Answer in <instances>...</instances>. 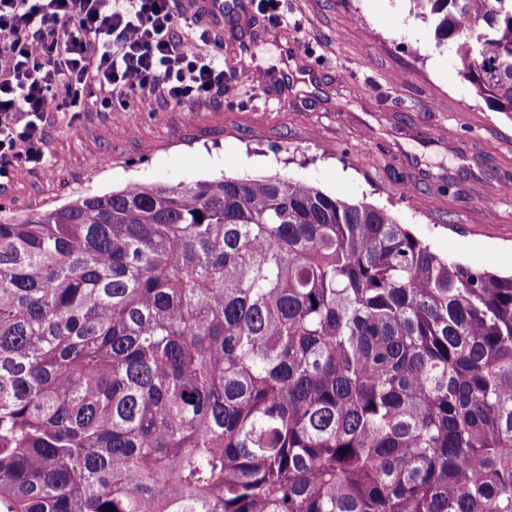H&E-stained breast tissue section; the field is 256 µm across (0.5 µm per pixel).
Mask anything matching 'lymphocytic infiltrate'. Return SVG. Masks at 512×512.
<instances>
[{
  "label": "lymphocytic infiltrate",
  "instance_id": "obj_1",
  "mask_svg": "<svg viewBox=\"0 0 512 512\" xmlns=\"http://www.w3.org/2000/svg\"><path fill=\"white\" fill-rule=\"evenodd\" d=\"M176 0H0V178L44 164L43 124L60 100L159 97L187 108L233 79L185 52Z\"/></svg>",
  "mask_w": 512,
  "mask_h": 512
}]
</instances>
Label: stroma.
<instances>
[{"label":"stroma","mask_w":512,"mask_h":512,"mask_svg":"<svg viewBox=\"0 0 512 512\" xmlns=\"http://www.w3.org/2000/svg\"><path fill=\"white\" fill-rule=\"evenodd\" d=\"M178 0L234 75L217 102L49 113L45 170L0 186V220L128 183L284 175L392 212L443 257L512 273V113L490 110L411 0ZM407 180L412 192L394 191Z\"/></svg>","instance_id":"1"}]
</instances>
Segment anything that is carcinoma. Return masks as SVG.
<instances>
[{"label":"carcinoma","mask_w":512,"mask_h":512,"mask_svg":"<svg viewBox=\"0 0 512 512\" xmlns=\"http://www.w3.org/2000/svg\"><path fill=\"white\" fill-rule=\"evenodd\" d=\"M412 3L511 113L512 0ZM0 512H512V276L277 176L0 220Z\"/></svg>","instance_id":"1"}]
</instances>
